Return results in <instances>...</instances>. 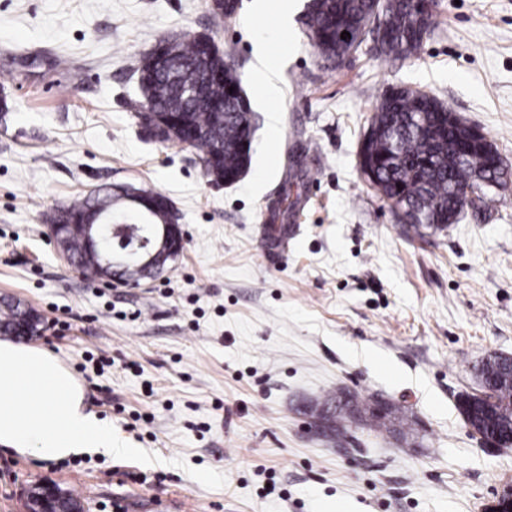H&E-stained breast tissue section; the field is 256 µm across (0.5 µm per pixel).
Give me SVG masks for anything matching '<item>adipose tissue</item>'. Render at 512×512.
<instances>
[{
  "instance_id": "1",
  "label": "adipose tissue",
  "mask_w": 512,
  "mask_h": 512,
  "mask_svg": "<svg viewBox=\"0 0 512 512\" xmlns=\"http://www.w3.org/2000/svg\"><path fill=\"white\" fill-rule=\"evenodd\" d=\"M78 377L51 350L0 339V445L39 461L122 452L86 412Z\"/></svg>"
}]
</instances>
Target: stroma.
<instances>
[{
  "label": "stroma",
  "mask_w": 512,
  "mask_h": 512,
  "mask_svg": "<svg viewBox=\"0 0 512 512\" xmlns=\"http://www.w3.org/2000/svg\"><path fill=\"white\" fill-rule=\"evenodd\" d=\"M420 50L372 42L338 67L312 46L306 0L290 27L241 0H0V298L45 319L35 345L112 424L121 457L56 462L0 446V512L53 483L89 512H480L512 478L456 408L477 364L512 356V182L490 213L417 233L360 172L376 103L395 87L435 96L512 162V0H436ZM209 35L227 54L256 126L241 180L216 184L193 150L147 139L128 101L132 62L161 39ZM268 37L277 95H260L254 47ZM304 158L293 186L292 156ZM104 184L172 202L185 249L131 288L61 260L42 216ZM287 200V247H265ZM389 400L399 441L358 427L339 449L307 428L336 390Z\"/></svg>",
  "instance_id": "stroma-1"
}]
</instances>
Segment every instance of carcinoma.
<instances>
[{
    "instance_id": "obj_1",
    "label": "carcinoma",
    "mask_w": 512,
    "mask_h": 512,
    "mask_svg": "<svg viewBox=\"0 0 512 512\" xmlns=\"http://www.w3.org/2000/svg\"><path fill=\"white\" fill-rule=\"evenodd\" d=\"M382 22L384 34L380 53L407 58L421 47L434 23V11L427 0H386ZM371 0H310L307 5L308 36L324 60L340 65L349 55L353 38L366 33ZM350 37L343 39L341 33ZM175 58L169 66L155 65L146 55L134 63L142 98L130 102L132 111L142 113L148 106L167 112L177 105L173 115L185 123L172 135L159 128L149 133L163 142H177L196 151L204 174L214 183L234 179L243 163H251L253 125L251 107L243 104L236 71L225 67L224 57L210 58V66L224 70V83L209 89L210 103L198 105L184 91L199 81L196 62L204 55L201 37L173 40ZM234 90H229V87ZM367 138L365 164L368 180L386 200L404 203L428 214L429 223L415 225L436 235L455 224L464 211L461 197L476 186L475 162L461 159L464 150L475 149L478 141L468 139L466 127L454 122L453 114L435 97L411 88H397L384 95L375 107ZM94 199L85 195L70 206L46 212V224H78L89 218ZM288 224H270L265 242H288ZM77 267L86 276L99 278L97 258L86 252L76 255ZM22 310L10 301L0 303V335H9ZM480 384L493 385L499 412L492 419H469L472 428L501 439L512 436V380L508 357L489 355L478 368ZM326 403L333 428L343 429L358 420L374 430L395 435L406 422L393 411L382 416L375 412V401H363L358 395L338 391Z\"/></svg>"
}]
</instances>
